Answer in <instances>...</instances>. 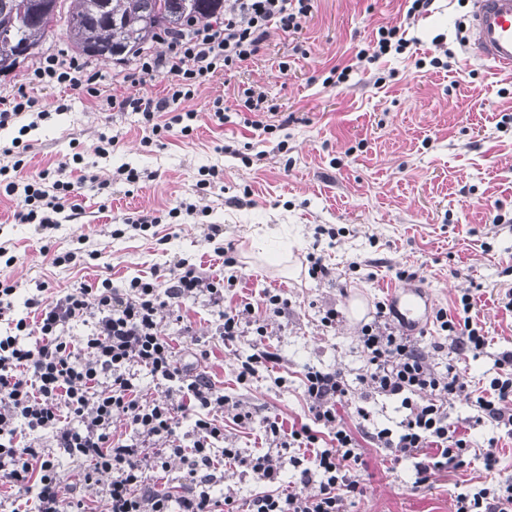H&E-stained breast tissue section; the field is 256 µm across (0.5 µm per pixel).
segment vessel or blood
Masks as SVG:
<instances>
[{
  "label": "vessel or blood",
  "instance_id": "b4317fda",
  "mask_svg": "<svg viewBox=\"0 0 512 512\" xmlns=\"http://www.w3.org/2000/svg\"><path fill=\"white\" fill-rule=\"evenodd\" d=\"M466 45L471 56L491 68L512 70V0H472L466 18ZM423 290L395 292L394 307L406 323L421 319Z\"/></svg>",
  "mask_w": 512,
  "mask_h": 512
}]
</instances>
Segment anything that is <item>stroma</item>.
<instances>
[{"mask_svg": "<svg viewBox=\"0 0 512 512\" xmlns=\"http://www.w3.org/2000/svg\"><path fill=\"white\" fill-rule=\"evenodd\" d=\"M405 9L404 0H317L301 31H271L258 56L200 87L186 103L199 113L191 135L149 145L140 113L103 111L76 94L34 89L48 116H23L30 126L23 136L14 125L0 129V166L13 164L6 150L18 136L28 145L29 174L80 154L68 178L77 184L83 213L60 224L46 242L34 226L15 222L17 200L0 195V246L17 258L0 275L30 293L45 285L62 294L105 278L118 289L135 277L149 281L179 259L217 274L222 260L205 227L218 224L238 261V282L226 297L253 302L261 289H281L288 297L285 313L269 320L266 335L249 333L227 344L216 334L217 314L201 298L181 309L191 335L169 320L160 330L186 364L206 372L255 420L270 417L287 427L303 420L306 368H334L355 379L365 365L361 329L376 302L417 286L431 299L420 343L440 371L448 359L432 349L442 338L435 314L454 313L462 289H470L490 344L461 362L460 378L480 391L494 376L499 353L512 350V311L503 302L512 289V74L469 59L461 23L471 0H434L408 28L403 54L358 64L338 87L324 83L333 66L350 63L355 47H367L378 27L399 22ZM446 50L449 69L416 68L417 59ZM249 86L267 97L270 110L261 116L267 131L244 127L235 110L238 89ZM218 97L230 110L222 126L210 116ZM103 136L117 143L99 155L94 148ZM227 144L233 152H224ZM121 167L139 171L140 181L120 180ZM209 167L223 175L199 189ZM84 172L111 181L110 194L99 193L96 183H80ZM181 203L193 205V212L170 216ZM138 211L156 214L159 224L114 235L116 221ZM320 227L334 229V237H316ZM314 246L331 270L321 280L309 277L304 262ZM69 251L77 255L74 263L53 264V255ZM398 268L409 270L410 278L397 279ZM330 308L338 318L326 329L321 317ZM201 348L210 355L199 362L194 354ZM263 350L277 353L279 362L239 383L241 362ZM477 413L471 400L449 397L450 422L477 440L497 439L494 471L475 460L418 487L412 462L393 464L384 449L370 447L365 492L345 503L344 512H454L458 493L512 482V437L490 423L472 424ZM262 489L249 468L237 467L216 473L210 492L233 493L243 504Z\"/></svg>", "mask_w": 512, "mask_h": 512, "instance_id": "stroma-1", "label": "stroma"}]
</instances>
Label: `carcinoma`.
I'll list each match as a JSON object with an SVG mask.
<instances>
[{"label":"carcinoma","mask_w":512,"mask_h":512,"mask_svg":"<svg viewBox=\"0 0 512 512\" xmlns=\"http://www.w3.org/2000/svg\"><path fill=\"white\" fill-rule=\"evenodd\" d=\"M107 9L100 13L99 4ZM35 0H0V73L14 70L6 61L16 55L19 43L41 46L53 30L57 16L43 24L31 20ZM223 0H71L66 15V31L72 48L83 55L93 46L97 56L109 58L113 51L131 54L149 43L158 42L165 29H177L190 19L207 22Z\"/></svg>","instance_id":"carcinoma-1"}]
</instances>
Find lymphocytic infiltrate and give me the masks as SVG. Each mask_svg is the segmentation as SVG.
Masks as SVG:
<instances>
[{
    "instance_id": "obj_1",
    "label": "lymphocytic infiltrate",
    "mask_w": 512,
    "mask_h": 512,
    "mask_svg": "<svg viewBox=\"0 0 512 512\" xmlns=\"http://www.w3.org/2000/svg\"><path fill=\"white\" fill-rule=\"evenodd\" d=\"M315 0H224L220 20L186 22L176 32H162V53H138L124 81L137 86L162 76L166 94L160 99L129 95L102 96L99 73L89 60L64 53L42 56L32 66L29 81L44 87L63 86L96 99L100 108L141 113L144 130L156 138L190 135L194 111H181L197 88L218 71H231L256 56L270 29L298 33L312 16ZM23 160L0 167L7 195L20 199L15 218L41 231L55 229L57 217L82 213L73 199V184L54 178L50 170L23 174ZM207 296L219 316L216 334L233 342L246 328L264 335L271 317L288 306L283 292L266 290L257 302L235 306L224 302V280L203 274L198 266L176 261L155 281L131 279L126 289L113 288L111 279L82 285L62 295L45 288L21 294L17 282L0 279V485L16 488L12 512H89L83 487L110 475L106 488L109 512H238L232 496L215 499L208 489L189 495L149 486L145 472L167 469L170 458L186 467L188 481L201 471H217L239 463L236 449L221 447L224 419L241 426L252 423L250 412L229 402L223 389L208 377L182 364L171 337L159 326L169 319L190 333L179 306ZM23 298L38 316L36 326L15 317L14 301ZM392 306L380 302L370 323L362 328L361 351L366 366L357 380L361 405L351 403L348 380L340 371L308 368L303 379L307 421L282 429L266 419L259 426L266 438L279 440L281 452L253 457L250 468L265 489L247 503L248 512H342L346 499L363 495L366 469L363 445L343 416L353 408L356 419L367 420L364 401L377 396L399 400L404 411L395 428L371 433L376 447L387 449L394 462L412 461L416 485L429 483L439 471L465 465L478 450L486 470L499 462L498 441L482 448L448 420V398L464 393L458 362L479 356L489 338L476 320L470 292L458 298L455 315L438 311L435 319L447 343L448 367L436 371ZM85 326L72 338L76 326ZM147 369L167 395L178 392L180 403L142 393L136 368ZM477 423L491 422L512 436V351L496 360V374L475 399ZM124 415L129 431L115 436L114 415ZM192 418L191 432L180 433V421ZM51 447H41L42 436ZM290 456H283V449ZM84 463L79 484L62 488L56 451ZM295 471L284 482L285 467ZM455 512H512V484L490 485L457 494Z\"/></svg>"
}]
</instances>
